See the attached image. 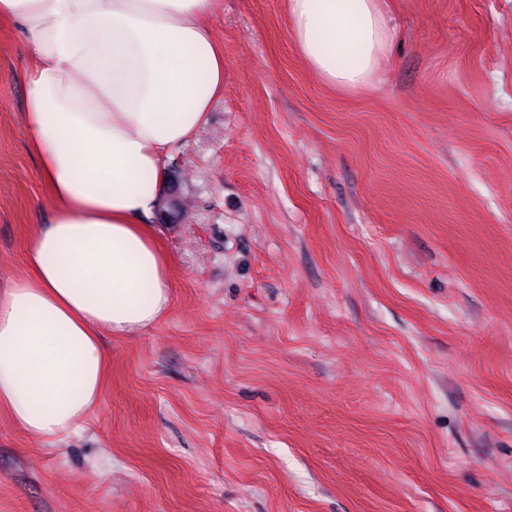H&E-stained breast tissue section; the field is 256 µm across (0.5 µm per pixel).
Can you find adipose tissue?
I'll list each match as a JSON object with an SVG mask.
<instances>
[{
	"label": "adipose tissue",
	"mask_w": 512,
	"mask_h": 512,
	"mask_svg": "<svg viewBox=\"0 0 512 512\" xmlns=\"http://www.w3.org/2000/svg\"><path fill=\"white\" fill-rule=\"evenodd\" d=\"M220 0H0L32 61L29 148L53 216L27 278L0 292V415L56 440L97 405L102 336L157 322L169 262L152 220L171 151L224 93V51L204 26ZM293 45L327 85L372 84L395 32L381 0H287Z\"/></svg>",
	"instance_id": "1"
}]
</instances>
